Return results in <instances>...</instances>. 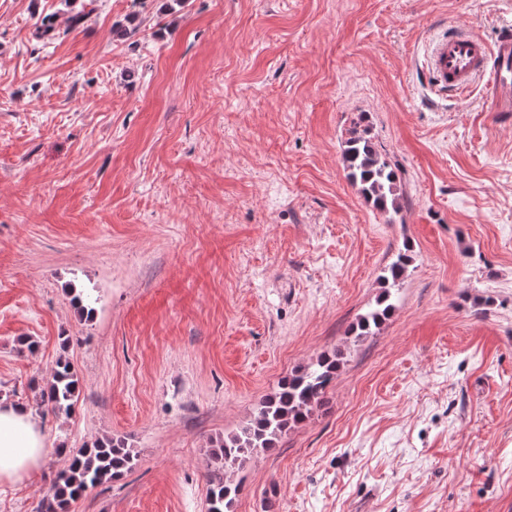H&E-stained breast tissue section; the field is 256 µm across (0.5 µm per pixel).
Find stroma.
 Returning a JSON list of instances; mask_svg holds the SVG:
<instances>
[{
    "mask_svg": "<svg viewBox=\"0 0 512 512\" xmlns=\"http://www.w3.org/2000/svg\"><path fill=\"white\" fill-rule=\"evenodd\" d=\"M451 25L492 42L512 0H0V397L49 444L0 512L112 437L135 468L70 512H207L220 441L337 349L323 403L235 468L232 512H512V115L480 81L431 92ZM359 121L399 212L347 176ZM62 357L67 417L39 405ZM393 305L390 303V295L385 289L378 297L376 306L365 314L355 330H359L357 336H368L372 332V328H377L384 323L392 314Z\"/></svg>",
    "mask_w": 512,
    "mask_h": 512,
    "instance_id": "35a3bbf8",
    "label": "stroma"
}]
</instances>
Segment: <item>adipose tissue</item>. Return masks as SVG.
<instances>
[{"instance_id": "ef3b65f1", "label": "adipose tissue", "mask_w": 512, "mask_h": 512, "mask_svg": "<svg viewBox=\"0 0 512 512\" xmlns=\"http://www.w3.org/2000/svg\"><path fill=\"white\" fill-rule=\"evenodd\" d=\"M47 452L46 439L34 417L0 399V482L22 480Z\"/></svg>"}]
</instances>
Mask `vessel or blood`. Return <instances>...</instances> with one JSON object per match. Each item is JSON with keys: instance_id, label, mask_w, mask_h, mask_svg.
Segmentation results:
<instances>
[{"instance_id": "obj_1", "label": "vessel or blood", "mask_w": 512, "mask_h": 512, "mask_svg": "<svg viewBox=\"0 0 512 512\" xmlns=\"http://www.w3.org/2000/svg\"><path fill=\"white\" fill-rule=\"evenodd\" d=\"M426 68L438 91L463 92L476 79L486 78L491 111L512 112V31L501 32L491 46L468 32L441 36L427 49Z\"/></svg>"}]
</instances>
